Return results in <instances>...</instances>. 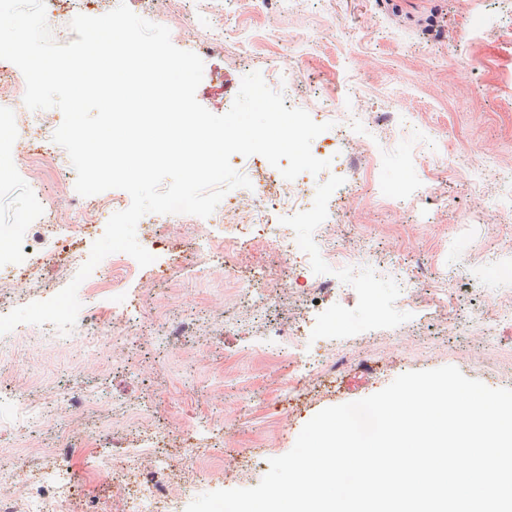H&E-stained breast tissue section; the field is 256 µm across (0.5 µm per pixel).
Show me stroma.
<instances>
[{"label": "stroma", "instance_id": "obj_1", "mask_svg": "<svg viewBox=\"0 0 512 512\" xmlns=\"http://www.w3.org/2000/svg\"><path fill=\"white\" fill-rule=\"evenodd\" d=\"M119 1L53 0L46 18L54 40H76V15L100 16ZM123 1L203 60L196 99L211 113L228 112L254 71L286 107L332 112L333 127L312 142L331 165L314 183L285 180L258 156L235 154L230 163L251 186L225 198L276 195L269 232L305 245L318 277L336 291L325 311L310 310L283 251H215L225 238L249 239L250 227L150 213L136 237L153 263L111 254L78 290L82 312L107 323L110 337L91 344L22 325L20 335L0 337V387L28 391L39 405L67 388L107 392L95 411L64 410L52 428L78 438L119 433L148 466L157 455L151 433L166 428L162 477L186 505L207 492L256 486L319 411L377 393L403 373L452 365L488 387L512 389V325L496 319L512 306V194L481 172L488 160L512 168V0ZM219 38L223 50L209 51ZM376 112L393 113V122H374ZM34 117L44 134L37 141ZM62 119L56 108H24L0 122V226L21 222L39 232L50 224L62 236L94 213L98 224L79 243L87 251L104 232L108 204L131 198L119 189L76 192L69 156L52 140ZM49 147L52 168L34 167L30 154ZM368 244L369 265L327 259L328 251ZM399 270L414 276L415 292L402 287ZM71 279L37 257L25 274L0 276V295L16 308L51 298ZM248 281L258 299L246 306L237 285ZM126 296L139 308L124 320L112 304ZM229 314L238 320L230 332ZM174 317L195 323V333L159 343ZM278 322L297 329L296 359L273 360L265 350ZM332 360L335 370L321 371ZM115 395L154 411H122ZM196 420L211 421L204 436L190 434ZM13 425L1 409L6 454L25 468L49 465L38 433L18 437ZM195 460L205 474L192 468Z\"/></svg>", "mask_w": 512, "mask_h": 512}]
</instances>
